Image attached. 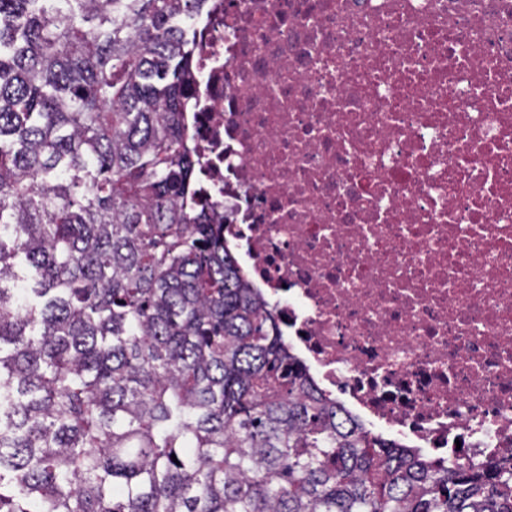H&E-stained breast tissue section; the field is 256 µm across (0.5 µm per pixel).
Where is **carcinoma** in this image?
Instances as JSON below:
<instances>
[{
	"label": "carcinoma",
	"instance_id": "cac0c4a2",
	"mask_svg": "<svg viewBox=\"0 0 512 512\" xmlns=\"http://www.w3.org/2000/svg\"><path fill=\"white\" fill-rule=\"evenodd\" d=\"M206 0H0V512H512L359 427L194 202Z\"/></svg>",
	"mask_w": 512,
	"mask_h": 512
}]
</instances>
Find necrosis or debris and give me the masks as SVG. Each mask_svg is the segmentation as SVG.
<instances>
[{
  "instance_id": "4bbe7bcc",
  "label": "necrosis or debris",
  "mask_w": 512,
  "mask_h": 512,
  "mask_svg": "<svg viewBox=\"0 0 512 512\" xmlns=\"http://www.w3.org/2000/svg\"><path fill=\"white\" fill-rule=\"evenodd\" d=\"M197 204L363 427L512 470V0H208Z\"/></svg>"
}]
</instances>
